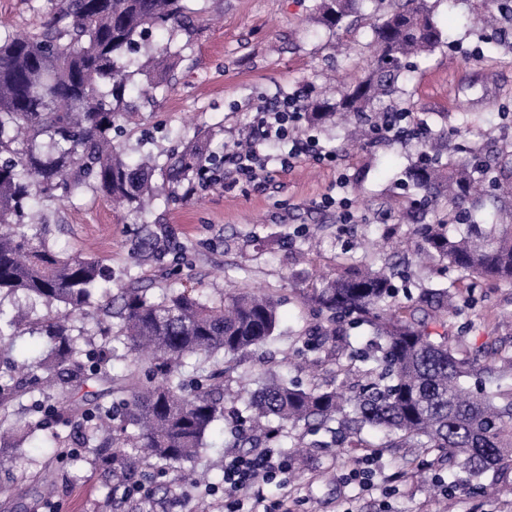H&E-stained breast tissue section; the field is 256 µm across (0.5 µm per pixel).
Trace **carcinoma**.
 I'll list each match as a JSON object with an SVG mask.
<instances>
[{"mask_svg": "<svg viewBox=\"0 0 512 512\" xmlns=\"http://www.w3.org/2000/svg\"><path fill=\"white\" fill-rule=\"evenodd\" d=\"M187 0H59L37 32H14L0 25V296H22L56 306L60 316L40 325L46 350L10 363L22 376H0V413L34 398L29 385L58 384L51 418L65 425L79 418L78 440L52 435L58 448H89L98 462L108 494L141 479L139 464L155 461L177 476L197 457L206 438L224 420L221 372L253 346L265 343L277 328V306L265 293L239 290L220 304L188 291L156 302L145 288L108 292L112 272L101 260L72 256L51 246L33 213L39 194L63 201L83 189L108 197L130 212L144 211L145 201L165 197L153 177L159 171L175 185L194 172L204 154L199 141L160 160L147 153L131 158L119 141L129 115L138 105L128 99L134 77L157 74L154 90L173 70L170 46L144 43L147 29L190 34ZM319 22L329 30L353 23V0H317ZM427 0H390L373 24L368 69L350 79L341 98L305 105L304 116L316 125L336 126V114L351 116L345 139L371 141L388 113L377 104L398 90L410 59L427 54L442 41ZM462 158L448 152L443 160L430 142L408 164L406 182L430 202L448 196V221L419 224L415 264L448 261L458 278L444 288L426 290L414 303L395 304L402 273L387 264L351 257L341 273L303 289L306 300L332 325L321 343L308 350L347 356V368L363 352L335 325L369 327L375 367L344 390L305 387L266 380L249 393L248 408L281 425L300 422L337 436L363 442L366 430L389 437V448H425L443 454L465 475L476 493L482 478L512 462V387L477 388L473 375L500 382L512 372V358L500 367H475L459 358L448 336L429 325H447L461 312L460 284L472 278L512 283V229L486 230L474 211L458 207L479 179L498 183L495 168L466 147ZM464 230L457 236L448 226ZM90 317L101 341L94 352L95 370L111 376L112 342L107 319L121 320L120 333L132 351L153 353L154 381L144 385L137 370L114 377L112 404L80 410L68 393L88 380L84 327ZM45 427L43 421H17L0 434V444L22 448Z\"/></svg>", "mask_w": 512, "mask_h": 512, "instance_id": "carcinoma-1", "label": "carcinoma"}]
</instances>
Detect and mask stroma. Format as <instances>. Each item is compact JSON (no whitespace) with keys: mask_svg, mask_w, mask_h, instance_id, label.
Segmentation results:
<instances>
[{"mask_svg":"<svg viewBox=\"0 0 512 512\" xmlns=\"http://www.w3.org/2000/svg\"><path fill=\"white\" fill-rule=\"evenodd\" d=\"M444 33L441 45L406 71L391 104L409 113L419 137L381 141L350 149L345 129L300 121V136H315L337 160L319 164L295 159L288 170L271 163L265 180L217 187L184 201L155 202L149 211L113 208L101 193L83 191L68 200L37 199L50 243L71 254L99 258L112 270L111 290L142 285L155 300L185 289L220 302L238 289L273 296L278 327L264 344L242 353L224 374V420L207 438L192 468L196 483L175 496L172 472L143 464L139 495L108 500L104 479L88 450L59 456L47 431L25 447L9 449L0 481L14 493L0 498V512H198L210 506V488H223L224 459L263 449L293 458L307 448L304 466L293 467L288 490L295 512H512V468L486 474L496 492H471L440 453L421 448H385L378 437L358 448L316 447L305 425L265 436L250 417L244 391L272 374L309 387H340L344 355L311 366L304 343L322 320L302 290L319 275L336 271L339 256H362L366 240L380 241L378 259L412 257L417 223H435L448 204L425 211L402 185V171L416 158L421 140L455 139L458 128L492 156L499 141L512 140V20L495 17L484 0H430ZM316 0H194L191 34L155 31L153 44L184 45L168 92L127 126L123 141L131 154L172 150L208 130V145L230 152L250 133L265 103L299 90L319 98L329 86L340 99L343 76L362 73L366 45L384 0H358L359 25L329 31L315 11ZM52 0H0V18L17 31H38ZM348 198L354 220L341 223L325 197ZM153 246L141 248L142 225ZM475 301L448 322V343L457 356L485 362L512 355V283L477 281ZM371 459L376 485L364 489L350 472Z\"/></svg>","mask_w":512,"mask_h":512,"instance_id":"stroma-1","label":"stroma"}]
</instances>
